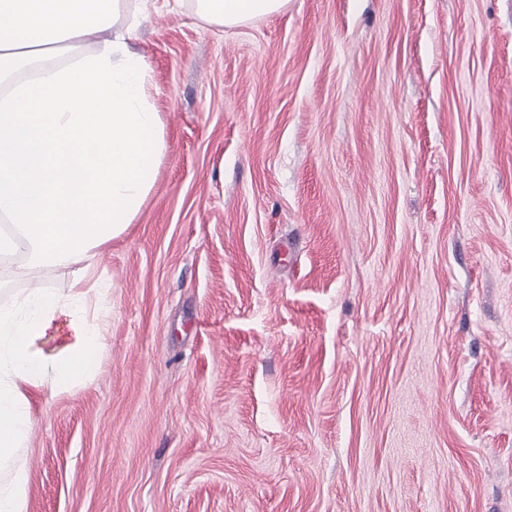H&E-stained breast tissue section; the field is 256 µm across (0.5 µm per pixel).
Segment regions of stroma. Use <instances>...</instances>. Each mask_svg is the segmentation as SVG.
<instances>
[{
	"label": "stroma",
	"instance_id": "stroma-1",
	"mask_svg": "<svg viewBox=\"0 0 512 512\" xmlns=\"http://www.w3.org/2000/svg\"><path fill=\"white\" fill-rule=\"evenodd\" d=\"M139 21L168 150L26 512H512V0Z\"/></svg>",
	"mask_w": 512,
	"mask_h": 512
}]
</instances>
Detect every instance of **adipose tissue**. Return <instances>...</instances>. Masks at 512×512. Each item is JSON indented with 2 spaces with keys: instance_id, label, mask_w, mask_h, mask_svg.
<instances>
[{
  "instance_id": "ef3b65f1",
  "label": "adipose tissue",
  "mask_w": 512,
  "mask_h": 512,
  "mask_svg": "<svg viewBox=\"0 0 512 512\" xmlns=\"http://www.w3.org/2000/svg\"><path fill=\"white\" fill-rule=\"evenodd\" d=\"M227 28L277 14L288 0H195ZM132 0H0V260L29 269L93 262L152 191L167 151L152 70L134 50ZM69 55L71 65H56ZM28 79L15 82L19 72ZM82 280L67 292L30 288L0 307V512H26L28 477L16 457L32 423L30 398L92 377L104 338L87 320ZM68 319L73 339L54 357L39 342Z\"/></svg>"
}]
</instances>
